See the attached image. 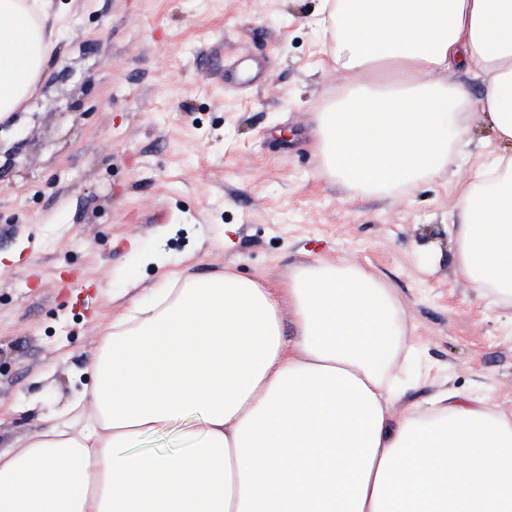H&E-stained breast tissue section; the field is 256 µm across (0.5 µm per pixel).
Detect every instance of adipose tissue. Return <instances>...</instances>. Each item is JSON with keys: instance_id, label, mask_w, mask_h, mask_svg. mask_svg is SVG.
I'll list each match as a JSON object with an SVG mask.
<instances>
[{"instance_id": "adipose-tissue-1", "label": "adipose tissue", "mask_w": 512, "mask_h": 512, "mask_svg": "<svg viewBox=\"0 0 512 512\" xmlns=\"http://www.w3.org/2000/svg\"><path fill=\"white\" fill-rule=\"evenodd\" d=\"M49 7L0 0V121L45 73ZM323 9L333 68L399 74L319 113L316 155L337 183L381 197L446 173L465 148L458 74L482 82L491 139L512 143V0ZM456 208L457 275L511 299L512 155L475 168ZM408 348L390 288L345 262L313 260L278 288L165 273L113 324L61 422L0 450V512H512V414L451 392L395 419ZM178 423L187 448L139 450Z\"/></svg>"}]
</instances>
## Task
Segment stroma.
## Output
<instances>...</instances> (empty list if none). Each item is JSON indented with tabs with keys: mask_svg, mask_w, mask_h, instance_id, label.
Returning <instances> with one entry per match:
<instances>
[{
	"mask_svg": "<svg viewBox=\"0 0 512 512\" xmlns=\"http://www.w3.org/2000/svg\"><path fill=\"white\" fill-rule=\"evenodd\" d=\"M49 74L0 122V448L19 449L88 383L113 320L162 273L233 269L271 287L315 258L377 276L417 346L420 381L512 414V300L454 273L466 169L386 197L347 191L315 154L317 114L388 73L328 69L321 0H54ZM256 59L260 80L224 79Z\"/></svg>",
	"mask_w": 512,
	"mask_h": 512,
	"instance_id": "35a3bbf8",
	"label": "stroma"
}]
</instances>
